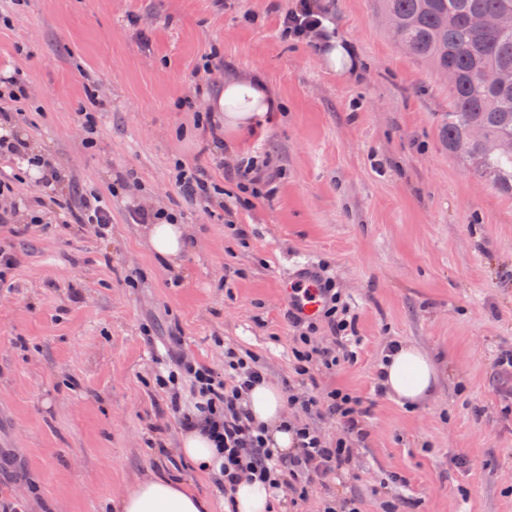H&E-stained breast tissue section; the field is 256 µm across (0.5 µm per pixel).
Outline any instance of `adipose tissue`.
Wrapping results in <instances>:
<instances>
[{
	"instance_id": "1",
	"label": "adipose tissue",
	"mask_w": 512,
	"mask_h": 512,
	"mask_svg": "<svg viewBox=\"0 0 512 512\" xmlns=\"http://www.w3.org/2000/svg\"><path fill=\"white\" fill-rule=\"evenodd\" d=\"M318 48L323 66L336 75L352 76L363 66L357 44L337 32H330ZM210 106L228 134L271 126L283 109L266 76L258 70L226 79L223 89L211 98ZM186 234L185 226L172 219H160L144 227L151 253L172 265L177 264L188 247ZM380 369L385 373L383 389L411 407L422 404L438 381L436 363L420 348L409 344L400 345L387 362L381 363ZM284 406L281 391L271 384L258 385L249 394L248 408L255 426L264 428L271 445L286 453L294 448L295 432L284 414ZM180 451L198 470L220 474L223 450L200 427L183 432ZM109 508L111 512H207L209 504L187 482L152 475L112 500Z\"/></svg>"
}]
</instances>
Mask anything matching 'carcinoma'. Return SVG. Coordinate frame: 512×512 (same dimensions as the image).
<instances>
[{
  "label": "carcinoma",
  "instance_id": "1",
  "mask_svg": "<svg viewBox=\"0 0 512 512\" xmlns=\"http://www.w3.org/2000/svg\"><path fill=\"white\" fill-rule=\"evenodd\" d=\"M392 17L388 32L407 54L435 71L454 70L448 85V117L441 136L448 150L468 160L474 174L512 196V150L490 152L486 142L512 140V29L496 16L512 0H375ZM488 24L477 29L471 16ZM479 129L483 136L472 137Z\"/></svg>",
  "mask_w": 512,
  "mask_h": 512
}]
</instances>
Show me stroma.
I'll list each match as a JSON object with an SVG mask.
<instances>
[{
	"label": "stroma",
	"instance_id": "stroma-1",
	"mask_svg": "<svg viewBox=\"0 0 512 512\" xmlns=\"http://www.w3.org/2000/svg\"><path fill=\"white\" fill-rule=\"evenodd\" d=\"M357 42L363 71L343 79L317 50L281 35L296 0H0V71L30 97L12 126L63 182L42 188L17 162L14 224L0 249V512L36 497L45 512H107L145 476L189 482L224 512L215 477L178 452L179 415L155 385L174 357L224 370L232 348L269 383L302 396L361 397L366 435L347 468L275 512H321L355 496L361 512H512V197L473 174L440 135L448 85L384 30L374 0H320ZM261 69L283 120L211 147L196 118L226 78ZM96 102L99 135L82 144ZM267 160L279 177L245 199L231 175ZM223 184L188 202L174 160ZM94 192L112 231L67 224L55 199ZM163 207L190 229L180 276L148 252L129 214ZM327 264L356 317V358L294 372L285 297L289 258ZM438 364L411 409L378 390L390 343Z\"/></svg>",
	"mask_w": 512,
	"mask_h": 512
}]
</instances>
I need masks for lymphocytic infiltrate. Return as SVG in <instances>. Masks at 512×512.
Segmentation results:
<instances>
[{
    "label": "lymphocytic infiltrate",
    "instance_id": "obj_1",
    "mask_svg": "<svg viewBox=\"0 0 512 512\" xmlns=\"http://www.w3.org/2000/svg\"><path fill=\"white\" fill-rule=\"evenodd\" d=\"M321 17L322 9L317 0H298L296 7L282 17L280 25L289 39L308 43L320 34ZM56 206L70 223L94 224L103 233L112 226V211L99 195L83 196L75 207L65 200L57 201ZM318 300L320 305L313 314L303 315L296 307L288 310L289 320L302 329L292 348L294 371L300 377L308 375L311 366L330 370L340 363V354L335 349L313 344L311 333L318 322H327L342 339L353 327L352 320L348 318L350 309L331 277L322 279ZM186 375L192 379L197 401L194 409L182 412L181 424L187 427L193 424L196 416L204 417L224 450L225 487H233L247 478L267 483L274 494L280 495L289 489L303 497L312 484L350 462L352 449L348 437L359 430L360 420L366 413L359 397L338 388L328 392L323 403L313 397L305 399L289 395V405L300 407L303 413L336 418L344 434L330 443L310 424H299L295 427L296 448L283 454L265 440L261 428L252 425L245 407L250 389L266 378L263 368L253 356L227 351L224 371L220 374L192 365L179 356L167 375L159 377L158 383L166 388L172 387Z\"/></svg>",
    "mask_w": 512,
    "mask_h": 512
}]
</instances>
